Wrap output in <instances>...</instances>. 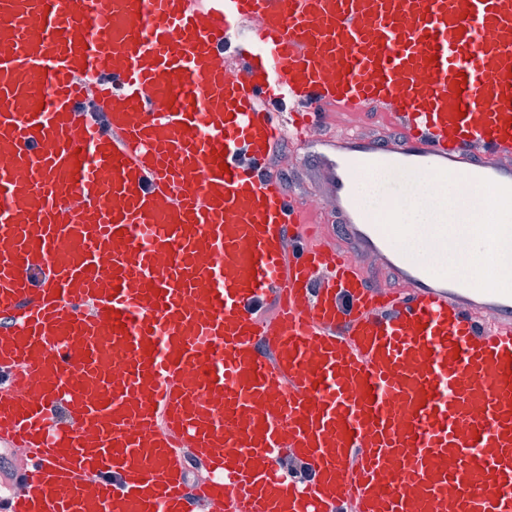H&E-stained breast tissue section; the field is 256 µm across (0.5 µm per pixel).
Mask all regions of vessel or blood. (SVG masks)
Listing matches in <instances>:
<instances>
[{
  "instance_id": "1",
  "label": "vessel or blood",
  "mask_w": 512,
  "mask_h": 512,
  "mask_svg": "<svg viewBox=\"0 0 512 512\" xmlns=\"http://www.w3.org/2000/svg\"><path fill=\"white\" fill-rule=\"evenodd\" d=\"M378 168L512 186V0H0V512H512V295L405 255ZM343 120L347 125L373 127L377 130V132L381 131V129H387L391 132L393 131L390 135H388L389 137H392L395 132L385 117L382 114H379V112L375 111L367 112L366 114L346 113L343 116ZM279 150H274L269 164L275 167L281 174L284 186L291 188L300 195L303 207L310 224H321L319 231L327 238V242L336 249V214L326 205L307 201L308 196L316 193L320 199L326 196V191L321 182L320 172L317 168L315 157L307 154L304 149L296 146L295 143L284 142V149L281 155L287 154L288 167L282 164V156ZM280 157V158H279ZM332 225L335 227L333 232Z\"/></svg>"
}]
</instances>
